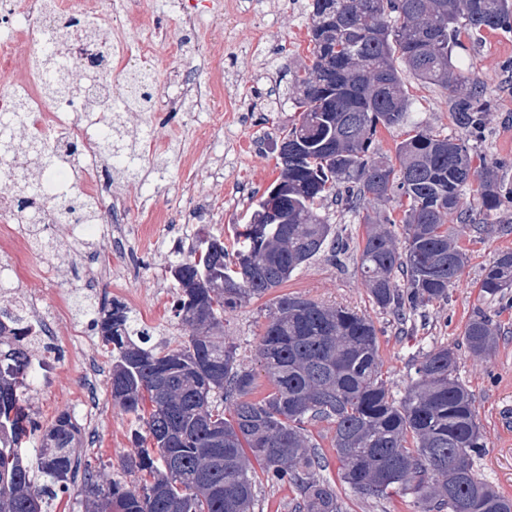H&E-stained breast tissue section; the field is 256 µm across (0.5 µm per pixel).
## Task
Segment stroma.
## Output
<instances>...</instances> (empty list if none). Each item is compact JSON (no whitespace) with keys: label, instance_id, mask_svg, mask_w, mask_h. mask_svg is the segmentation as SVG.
Here are the masks:
<instances>
[{"label":"stroma","instance_id":"obj_1","mask_svg":"<svg viewBox=\"0 0 512 512\" xmlns=\"http://www.w3.org/2000/svg\"><path fill=\"white\" fill-rule=\"evenodd\" d=\"M309 0H232L235 14L219 17L217 0H137L163 33L147 65L154 71L148 110L123 113V130L140 153L136 177L111 171L113 200L121 211L103 212L102 225L119 226L123 241L110 247L103 235L72 251L78 229L59 224L49 232L57 248L41 251L33 238L14 244L21 257L18 286L36 299L57 341V366L29 393L41 424L63 411L80 417L85 392L93 394V414L79 435V451L102 479L121 478L122 461L135 454L131 439L140 424L113 405L112 355L78 301L90 295L115 300L130 312L132 331L149 334L163 347L191 333L176 317L171 265L184 259L198 238L211 235L233 244L235 225L248 223L261 195L276 180L277 142L296 122L293 73L312 60ZM459 72L483 86L488 111L473 143L472 166L495 165L505 188H512V32L484 33L464 41L454 54ZM413 117L434 131L465 137L449 109L446 89L405 76ZM501 225L480 235L456 224L468 263L446 300L412 314L406 328L375 307L354 261L337 266L321 254L304 264L281 287L328 305L365 313L379 330V353L394 397L410 382V362L433 345L455 344L477 310L500 328L492 355L461 354L459 377L474 395L487 443L474 468L481 478L512 498V291L501 299L481 298L477 285L499 252L512 251V204L484 217ZM268 293L224 315V338L238 357L256 368L255 398L270 391L255 358L260 334L276 298ZM326 455L322 479L336 489L343 512H416L412 498L360 496L341 482L327 422L307 427Z\"/></svg>","mask_w":512,"mask_h":512}]
</instances>
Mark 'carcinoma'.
I'll return each instance as SVG.
<instances>
[{"mask_svg":"<svg viewBox=\"0 0 512 512\" xmlns=\"http://www.w3.org/2000/svg\"><path fill=\"white\" fill-rule=\"evenodd\" d=\"M313 61L298 70V122L282 142L302 147L300 161L280 176L288 223L236 229L240 248L229 253L214 236L198 240L187 259L170 268L176 316L192 329L187 339L159 350L130 334L129 311L105 300L89 306L91 325L111 348L112 403L145 426L134 434L135 456L123 470L131 485L103 483L91 467L82 478L89 512H254L255 471L266 483L296 487L293 512H342L336 489L318 477L327 458L307 425L335 428L339 477L354 493L410 495L418 512H512V498L480 478L474 459L487 443L471 391L458 376V346L439 345L414 359V376L403 396L390 392L373 320L345 306H327L283 294L274 302L258 342V362L272 391L251 395L256 373L224 342V312L266 295L303 264L326 251L330 260L348 246L319 213L330 195L348 210L364 212L365 235L356 265L372 302L399 323L419 306L448 298L466 263L448 215L497 210L502 186L492 170L472 167L470 145L411 120L412 101L403 74L449 91L460 126L480 131L488 102L476 83L458 77L454 51L460 36L512 29V0H312ZM76 20L60 22L35 63L51 73V97H73L67 59L55 45ZM147 73L134 79L129 96L110 105L121 112L150 100ZM26 105L0 114V169L24 152L30 170L21 176V202L50 199L57 213L77 224H98L95 202L68 189L52 168L58 159L39 143H17ZM406 125L395 160L372 149L379 127ZM98 150L122 172L137 173L136 157L124 153L112 120L96 127ZM473 204L465 205L466 191ZM397 199L396 221L379 206ZM403 224L404 242L391 227ZM252 252L255 263L240 258ZM512 289V251L484 269L483 298ZM0 308V512H42L49 495L69 492L82 461L78 429L63 412L42 426L25 407L32 388L31 343L22 340L17 316L3 322ZM461 345L476 358L492 354L497 333L477 311ZM40 448L26 460L20 449L34 438ZM47 478L40 484L34 474Z\"/></svg>","mask_w":512,"mask_h":512,"instance_id":"obj_1","label":"carcinoma"}]
</instances>
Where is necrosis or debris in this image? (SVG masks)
<instances>
[{
	"label": "necrosis or debris",
	"mask_w": 512,
	"mask_h": 512,
	"mask_svg": "<svg viewBox=\"0 0 512 512\" xmlns=\"http://www.w3.org/2000/svg\"><path fill=\"white\" fill-rule=\"evenodd\" d=\"M108 10L116 22H124L134 13L135 0H0V113L14 111L19 100H26L29 118L17 132L22 139L41 141L47 150L67 152L69 144L81 147V153L71 168L72 187L78 193L100 199L103 172L93 160L96 144L87 128L94 122L87 112L88 99L97 104L106 103L112 96L119 73L128 62L132 51L140 55L152 54L155 43L145 38L137 48H129L120 31L99 34L87 39L74 33L62 51L72 62L71 77L81 80L86 72L97 75L90 98H46L42 92L43 74L29 66L28 58L49 39V33L58 20L77 16L92 21L101 10ZM0 294L11 297L14 306L23 308L27 321L23 326L25 337L38 338L44 347V356L34 364L36 378H44L56 367L55 341L47 323L41 321L32 299L5 287Z\"/></svg>",
	"instance_id": "obj_1"
}]
</instances>
